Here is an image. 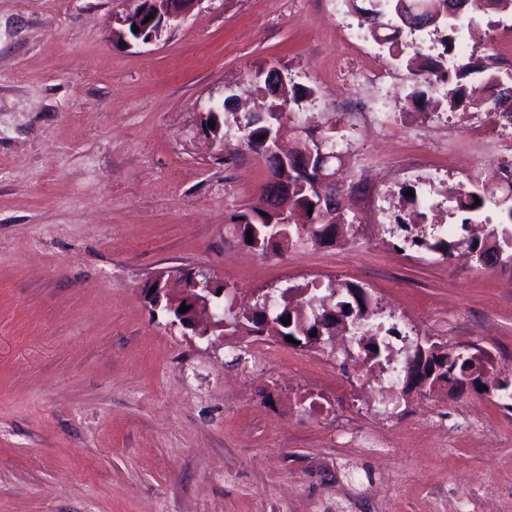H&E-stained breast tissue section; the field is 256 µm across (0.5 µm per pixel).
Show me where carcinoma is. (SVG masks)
I'll return each mask as SVG.
<instances>
[{"label":"carcinoma","instance_id":"carcinoma-1","mask_svg":"<svg viewBox=\"0 0 512 512\" xmlns=\"http://www.w3.org/2000/svg\"><path fill=\"white\" fill-rule=\"evenodd\" d=\"M433 2L438 13L444 14L448 10V0H367L369 6L357 5V0H349L353 9L363 18V23L368 25V30L373 39L388 49L390 56L400 60L411 74L418 76L423 81H428V76L433 75L446 85V98L451 108H457L471 101L481 100L491 103L493 112H509L512 114V76H501L498 72L490 70V64L475 60L461 61L453 70L446 69L448 55L454 53L458 34L461 27H466L470 35H475L473 19L466 18V13H461V18L447 19L434 26V32L442 35L440 40L443 46L442 52L436 56H424L420 51L408 52L409 45L402 41L403 34L394 28L395 11L405 8L422 13L428 2ZM474 73L485 75L481 85L485 96L475 95L477 88L469 84L467 79ZM282 73L271 70L265 78L262 101L254 112H246L238 120L237 128L240 139L254 153H259L260 143L267 134L280 123L284 117L280 107L283 102L289 105H299L303 100L313 94V90L306 86L287 83L283 88L282 98L276 99L269 94L268 83L274 79H280ZM313 175H303L295 172L293 167H288V179L294 183L293 196L288 198L287 214L281 216L269 213L257 205L239 213L233 220V229L237 231L238 239L249 247L262 253L281 252L293 245L308 242L315 235V228L321 226L323 213L317 208V194L312 190ZM487 183H475L469 186L460 183L456 188L448 189V202L451 203L453 213L461 216L459 232L450 237L431 227V231H422L417 234V225L408 224L400 216L395 217V231L393 236L399 241L409 242L417 247L441 256L449 257L453 250L460 245H466L470 252L479 259L484 254L499 252L506 256H512V207L503 209L506 220L495 225L482 237L470 234L471 222L474 217L480 215L489 206L496 205L494 196L487 195ZM480 204H475V200ZM328 294L317 296L311 294L305 301L292 307L286 303L270 310V321H265L262 312L253 310L249 313L237 314L232 309L224 311V316L231 317L224 325L235 328L245 325L249 332H262L268 336L292 337L299 341L305 336H314L317 333V315L326 310V306L340 309L344 317L350 323L363 326L355 333L359 348L367 358L371 360L384 359L391 362L393 348L387 339L389 335H400L396 327L385 330L381 336L376 332L365 329L372 322L375 310L371 297L358 285L346 286V294L338 301L334 300L336 289L327 288ZM291 318V323L285 325L282 320ZM434 350L429 362L437 365L440 371L432 376L430 384L448 381V373L457 377L475 375L474 381H484L496 385L498 392L505 401L503 407L512 409V379L491 378L487 376L486 365L489 364V356L486 352L475 348L479 355L460 347L452 350L442 346L438 342L430 345Z\"/></svg>","mask_w":512,"mask_h":512}]
</instances>
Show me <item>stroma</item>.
I'll return each mask as SVG.
<instances>
[{"instance_id": "stroma-1", "label": "stroma", "mask_w": 512, "mask_h": 512, "mask_svg": "<svg viewBox=\"0 0 512 512\" xmlns=\"http://www.w3.org/2000/svg\"><path fill=\"white\" fill-rule=\"evenodd\" d=\"M131 0H0V512H512V411L483 394L395 391L377 420V362L247 330L184 334L142 288L188 268L230 287L233 310L265 288L297 304L307 284L365 288L410 340L482 345L512 377V267L395 251L385 216L455 224L447 191L486 156L467 131L485 107L423 102L384 50L376 85L341 57L361 26L330 0H203L150 44L118 37ZM277 69L313 88L283 119L284 147L334 134L352 228L331 246L260 254L232 232L256 203L263 160L217 101L246 112ZM380 102L382 130L341 96ZM423 155L433 205L410 201ZM275 352L264 364L255 343ZM378 428L387 453L356 454L301 401Z\"/></svg>"}]
</instances>
